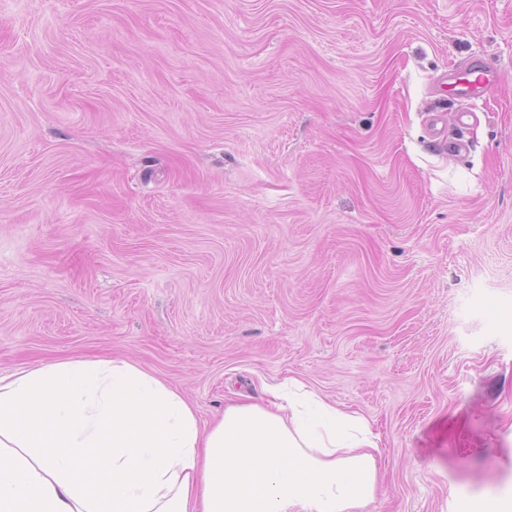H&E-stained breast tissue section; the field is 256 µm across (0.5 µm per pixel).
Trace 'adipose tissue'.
Wrapping results in <instances>:
<instances>
[{"label": "adipose tissue", "instance_id": "ef3b65f1", "mask_svg": "<svg viewBox=\"0 0 512 512\" xmlns=\"http://www.w3.org/2000/svg\"><path fill=\"white\" fill-rule=\"evenodd\" d=\"M208 428L122 359L0 375V512H365L378 497L366 420L261 383Z\"/></svg>", "mask_w": 512, "mask_h": 512}]
</instances>
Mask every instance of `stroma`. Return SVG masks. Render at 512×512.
Here are the masks:
<instances>
[{
	"mask_svg": "<svg viewBox=\"0 0 512 512\" xmlns=\"http://www.w3.org/2000/svg\"><path fill=\"white\" fill-rule=\"evenodd\" d=\"M114 357L360 414L367 512H512V0H0V375ZM462 76L452 75L451 86L459 98L473 99L482 96L493 87L498 78L497 70L487 64L468 65Z\"/></svg>",
	"mask_w": 512,
	"mask_h": 512,
	"instance_id": "35a3bbf8",
	"label": "stroma"
}]
</instances>
